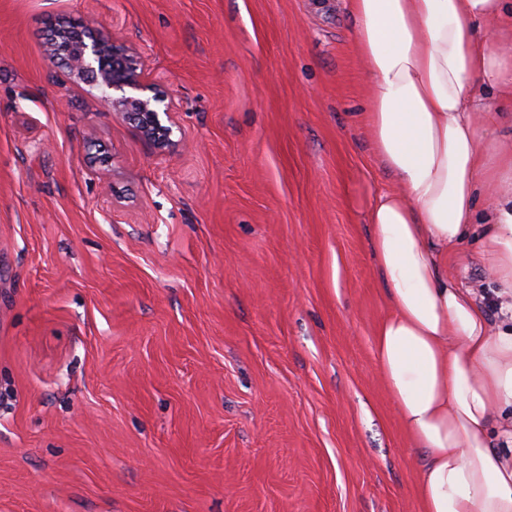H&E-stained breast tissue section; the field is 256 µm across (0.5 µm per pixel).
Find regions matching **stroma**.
Here are the masks:
<instances>
[{
  "mask_svg": "<svg viewBox=\"0 0 512 512\" xmlns=\"http://www.w3.org/2000/svg\"><path fill=\"white\" fill-rule=\"evenodd\" d=\"M89 15L170 149L48 57ZM367 81L341 0H0V512H421Z\"/></svg>",
  "mask_w": 512,
  "mask_h": 512,
  "instance_id": "obj_1",
  "label": "stroma"
}]
</instances>
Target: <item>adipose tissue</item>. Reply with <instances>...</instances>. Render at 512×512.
Instances as JSON below:
<instances>
[{
  "instance_id": "adipose-tissue-1",
  "label": "adipose tissue",
  "mask_w": 512,
  "mask_h": 512,
  "mask_svg": "<svg viewBox=\"0 0 512 512\" xmlns=\"http://www.w3.org/2000/svg\"><path fill=\"white\" fill-rule=\"evenodd\" d=\"M369 74L366 121L393 183L366 214L389 304L373 337L420 460L422 512H512V0H347ZM487 198L479 207V198ZM474 243L501 298L492 324L448 253Z\"/></svg>"
}]
</instances>
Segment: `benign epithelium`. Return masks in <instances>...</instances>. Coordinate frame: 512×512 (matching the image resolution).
<instances>
[{
    "mask_svg": "<svg viewBox=\"0 0 512 512\" xmlns=\"http://www.w3.org/2000/svg\"><path fill=\"white\" fill-rule=\"evenodd\" d=\"M82 26L87 36L79 39L70 37L69 25L51 30V60L73 73L100 79L104 104L134 125L156 150H166L173 144L175 108L173 103L165 102L155 84L147 82L143 56L116 37L102 33L90 20Z\"/></svg>",
    "mask_w": 512,
    "mask_h": 512,
    "instance_id": "1",
    "label": "benign epithelium"
}]
</instances>
